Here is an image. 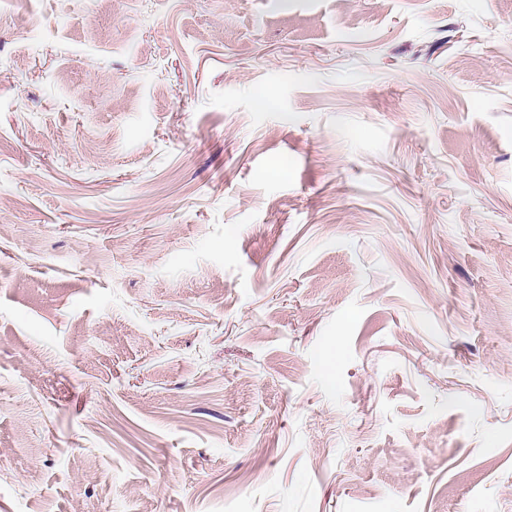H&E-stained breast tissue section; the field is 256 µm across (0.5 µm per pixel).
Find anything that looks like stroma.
Masks as SVG:
<instances>
[{"mask_svg": "<svg viewBox=\"0 0 512 512\" xmlns=\"http://www.w3.org/2000/svg\"><path fill=\"white\" fill-rule=\"evenodd\" d=\"M0 512H512V0H0Z\"/></svg>", "mask_w": 512, "mask_h": 512, "instance_id": "stroma-1", "label": "stroma"}]
</instances>
